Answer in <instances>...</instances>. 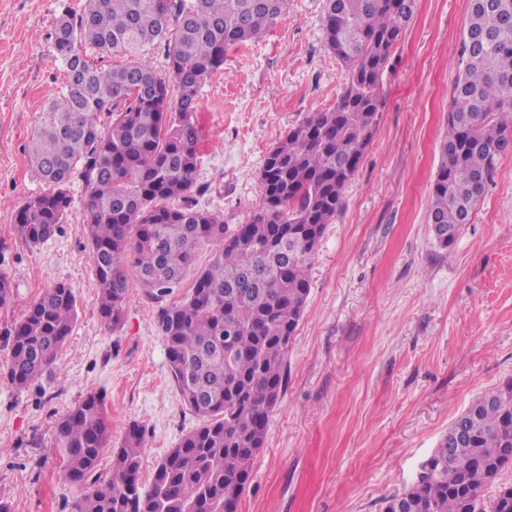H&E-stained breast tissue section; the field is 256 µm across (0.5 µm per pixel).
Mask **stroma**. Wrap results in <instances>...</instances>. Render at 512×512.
Segmentation results:
<instances>
[{"label": "stroma", "mask_w": 512, "mask_h": 512, "mask_svg": "<svg viewBox=\"0 0 512 512\" xmlns=\"http://www.w3.org/2000/svg\"><path fill=\"white\" fill-rule=\"evenodd\" d=\"M84 0H0V272L14 299L0 332L46 288L71 284L74 330L49 378L15 391L0 378V498L13 512H63L77 493L58 477L55 426L88 390L105 394L111 445L145 428L142 476L199 424L174 386L156 326L163 298L132 284L122 324L105 328L75 203L39 247L12 227L45 185L24 151L64 81L50 33ZM468 0H416L384 76L377 133L312 256L310 293L288 348V387L269 416L240 512H382L407 488L452 421L512 380V155L453 244L430 230ZM348 77L325 46L323 0H291L258 41L231 48L203 84L195 120L198 208L247 222L261 203L266 154L306 113L332 107Z\"/></svg>", "instance_id": "obj_1"}]
</instances>
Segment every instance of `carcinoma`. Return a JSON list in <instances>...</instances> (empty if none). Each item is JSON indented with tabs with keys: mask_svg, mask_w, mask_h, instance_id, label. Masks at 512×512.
<instances>
[{
	"mask_svg": "<svg viewBox=\"0 0 512 512\" xmlns=\"http://www.w3.org/2000/svg\"><path fill=\"white\" fill-rule=\"evenodd\" d=\"M290 0H85L50 34L66 82L47 102L25 147L47 189L28 197L13 231L31 245L50 239L84 190V229L108 329L124 314L131 281L165 292L217 245L184 297L158 309L172 380L200 419L142 482V426L109 447L103 393L89 390L56 424L59 478L79 493L65 512H238L269 413L288 385V348L310 293L311 258L382 116L383 75L415 11V0H325V42L349 78L334 107L309 112L266 155L262 204L245 224L196 208L198 91L226 51L254 42L288 12ZM164 47L168 74L139 59ZM127 61L104 67L87 48ZM430 217L447 226L446 247L512 153V0H469ZM107 121H101V117ZM77 297L57 282L0 340L3 375L21 391L50 372L73 332ZM463 423L466 438L454 440ZM512 465V381L476 398L448 428L409 489L383 512H512V484L483 489Z\"/></svg>",
	"mask_w": 512,
	"mask_h": 512,
	"instance_id": "carcinoma-1",
	"label": "carcinoma"
}]
</instances>
